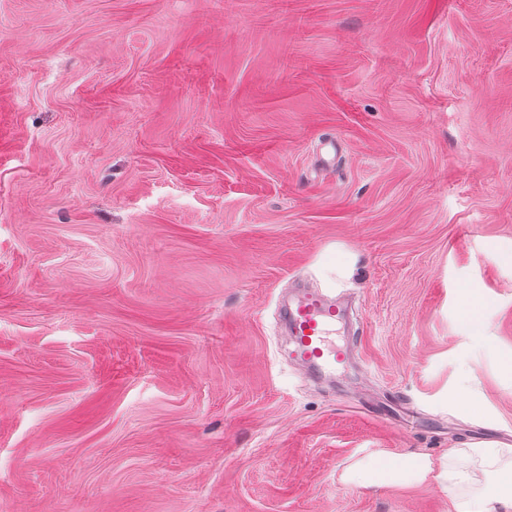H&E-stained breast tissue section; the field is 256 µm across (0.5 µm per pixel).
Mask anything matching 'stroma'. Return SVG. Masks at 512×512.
Returning <instances> with one entry per match:
<instances>
[{
  "mask_svg": "<svg viewBox=\"0 0 512 512\" xmlns=\"http://www.w3.org/2000/svg\"><path fill=\"white\" fill-rule=\"evenodd\" d=\"M300 283L362 327L328 378ZM482 439L512 0H0V512H449L349 469ZM345 317L344 297L319 290H304L288 304V335L302 366L321 372L345 366L350 357L347 345L336 347V325Z\"/></svg>",
  "mask_w": 512,
  "mask_h": 512,
  "instance_id": "35a3bbf8",
  "label": "stroma"
}]
</instances>
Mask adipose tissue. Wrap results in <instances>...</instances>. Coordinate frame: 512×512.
Segmentation results:
<instances>
[{"instance_id": "adipose-tissue-1", "label": "adipose tissue", "mask_w": 512, "mask_h": 512, "mask_svg": "<svg viewBox=\"0 0 512 512\" xmlns=\"http://www.w3.org/2000/svg\"><path fill=\"white\" fill-rule=\"evenodd\" d=\"M511 472L512 445L492 440L470 441L449 448L435 467L413 457L393 463L362 461L353 468L354 475H366L378 483H392L400 476L417 482L434 476L437 482L447 484L452 512H512L511 492L491 497L472 489L477 474L488 477Z\"/></svg>"}]
</instances>
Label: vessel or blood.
<instances>
[{
	"label": "vessel or blood",
	"instance_id": "obj_1",
	"mask_svg": "<svg viewBox=\"0 0 512 512\" xmlns=\"http://www.w3.org/2000/svg\"><path fill=\"white\" fill-rule=\"evenodd\" d=\"M345 317L344 297L318 290L302 291L288 305V334L302 366L330 372L346 365L349 346H337L336 326Z\"/></svg>",
	"mask_w": 512,
	"mask_h": 512
}]
</instances>
